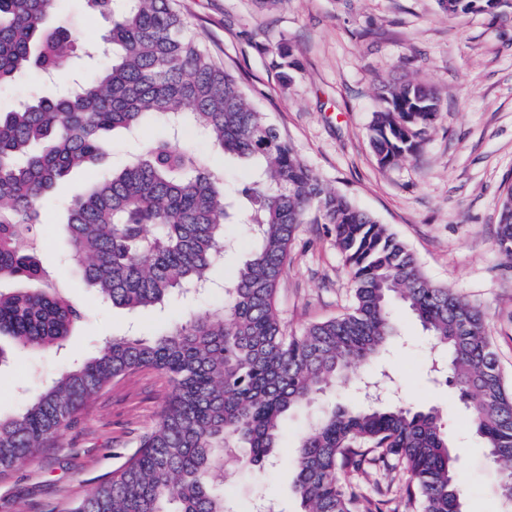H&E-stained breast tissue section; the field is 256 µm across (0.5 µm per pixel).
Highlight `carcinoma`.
Here are the masks:
<instances>
[{"label":"carcinoma","instance_id":"obj_1","mask_svg":"<svg viewBox=\"0 0 512 512\" xmlns=\"http://www.w3.org/2000/svg\"><path fill=\"white\" fill-rule=\"evenodd\" d=\"M60 0H0V87L27 73L58 75L78 42ZM107 24V63L78 88L33 97L0 112V336L32 349L64 346L81 311L44 284L28 245L58 181L106 152L105 133L148 122L195 128L210 149L251 165L236 188L209 155L179 139L149 138L122 169L93 177L61 203L70 254L82 278L116 308L165 306L205 288L233 246L226 232L235 196L254 248L224 287V303L153 336H116L67 365L15 415L0 416V476L76 428L115 380L154 370L170 383L137 449L70 512H230L213 492L232 469L260 470L283 450L289 413L331 387L359 382L400 336L409 309L444 351L446 384L501 473L498 512H512V387L506 385L482 311L435 284L409 246L346 196L326 190L237 78L217 65L171 0H83ZM450 17L480 0H438ZM369 127L381 166L415 154L441 111L420 82L383 83ZM334 225L354 287L346 314L286 333L277 293L298 226L311 212ZM497 253L512 262V186L501 204ZM301 512H382L353 476L382 466L399 473L412 512H461L465 487L437 410L364 398L333 406L293 446Z\"/></svg>","mask_w":512,"mask_h":512}]
</instances>
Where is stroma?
Listing matches in <instances>:
<instances>
[{"mask_svg":"<svg viewBox=\"0 0 512 512\" xmlns=\"http://www.w3.org/2000/svg\"><path fill=\"white\" fill-rule=\"evenodd\" d=\"M204 49L231 71L249 102L266 113L327 190L347 196L404 240L437 284L478 306L512 386V266L495 250L500 202L512 185V20L478 13L448 17L437 0H173ZM290 48L298 69L283 85L277 66ZM95 63L76 60L47 81L34 75L0 91V111L26 100L32 90L57 95L85 80ZM410 77L436 90L441 112L413 156L381 167L368 142L379 80ZM168 129L146 125L140 135L107 137L101 169L121 167L138 150L139 137ZM62 210L32 229L45 279L77 308L82 319L60 352L17 347L0 367V414L19 412L76 358L91 355L115 336L145 334L222 300L225 271L234 270L252 246L243 223L231 231L235 251L225 253L217 286L165 310L137 315L97 301L69 252ZM353 304V286L336 248L332 225H300L278 291L288 333L334 318ZM403 334L386 366L388 400L435 407L451 446L459 453L466 495L464 512H497L498 475L480 438L452 391L428 370L439 353L433 339L407 310H399ZM169 389L153 370L115 382L96 398L78 428L0 479V512H60L82 496L136 448L155 422ZM290 456L264 470L238 469L223 491L235 512H256L272 500L278 512H300Z\"/></svg>","mask_w":512,"mask_h":512,"instance_id":"35a3bbf8","label":"stroma"}]
</instances>
